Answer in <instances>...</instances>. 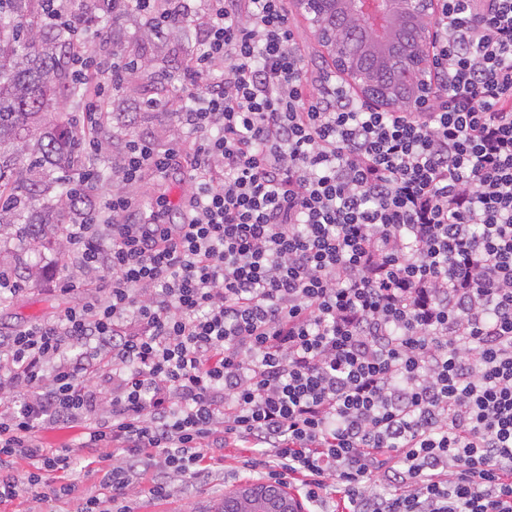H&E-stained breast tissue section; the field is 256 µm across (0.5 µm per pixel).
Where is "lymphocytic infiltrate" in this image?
Masks as SVG:
<instances>
[{"label": "lymphocytic infiltrate", "instance_id": "1", "mask_svg": "<svg viewBox=\"0 0 512 512\" xmlns=\"http://www.w3.org/2000/svg\"><path fill=\"white\" fill-rule=\"evenodd\" d=\"M437 4L432 100L385 111L311 78L285 0H122L193 32L194 192L174 223H115L175 159L131 136L122 189L65 225L106 286L0 337V503L72 494L81 450L98 489L79 512H130L131 490L167 496L245 448L315 507L512 512V0ZM43 14L75 38L93 128L116 71L96 19ZM68 424L77 449L43 447Z\"/></svg>", "mask_w": 512, "mask_h": 512}]
</instances>
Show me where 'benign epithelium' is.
Listing matches in <instances>:
<instances>
[{
  "instance_id": "obj_1",
  "label": "benign epithelium",
  "mask_w": 512,
  "mask_h": 512,
  "mask_svg": "<svg viewBox=\"0 0 512 512\" xmlns=\"http://www.w3.org/2000/svg\"><path fill=\"white\" fill-rule=\"evenodd\" d=\"M295 6L331 54L336 76L356 88L370 106L391 109L405 102L423 107L429 102L433 91V28L429 21L435 15L436 0H295ZM332 13L358 22L368 32L386 17L394 19L395 28L389 40L362 43L359 51L372 54L382 67L393 65L403 72L407 93L376 89L371 74L360 66L356 55L342 49L327 25L325 18ZM257 512L302 510L300 503L284 491L264 498Z\"/></svg>"
}]
</instances>
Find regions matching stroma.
<instances>
[{
	"instance_id": "obj_1",
	"label": "stroma",
	"mask_w": 512,
	"mask_h": 512,
	"mask_svg": "<svg viewBox=\"0 0 512 512\" xmlns=\"http://www.w3.org/2000/svg\"><path fill=\"white\" fill-rule=\"evenodd\" d=\"M101 25L111 48L123 57H142L149 62L145 71L120 90L106 94V159L114 161L120 157L129 134L151 136L159 147L181 154L189 151L196 141L195 134L170 115L143 108L142 103L152 98L170 107L178 100L185 85L181 60L191 48L190 41L177 29L157 38L133 16L119 26L112 25L106 17ZM74 220L69 213L60 216L61 227L55 232L54 245L34 250L26 241L14 240L0 252V266L11 269L23 283L18 293L0 304V336L60 314L65 308L82 303L89 295V287H101L100 278L81 267L69 251L62 227ZM63 279L73 282L74 291H59L58 283ZM225 455L223 466L216 468L212 476L198 480L192 489L180 486L163 498L135 493L131 496V507L134 512H213L225 493L249 482L247 473L241 470L247 457L245 449L229 448Z\"/></svg>"
}]
</instances>
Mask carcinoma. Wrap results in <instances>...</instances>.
Listing matches in <instances>:
<instances>
[{"instance_id":"cac0c4a2","label":"carcinoma","mask_w":512,"mask_h":512,"mask_svg":"<svg viewBox=\"0 0 512 512\" xmlns=\"http://www.w3.org/2000/svg\"><path fill=\"white\" fill-rule=\"evenodd\" d=\"M68 53V38L50 33L43 24L42 0H0V243L16 236L33 246L50 241L48 217L37 221L30 210L45 201L46 212L77 211L82 199L62 175L86 164L69 130L59 121L47 128L43 117L57 99L80 102L83 85L62 70L60 55ZM360 65L375 73L384 88L395 73L376 68L363 54ZM95 183L109 186L115 170L105 160L92 161Z\"/></svg>"}]
</instances>
